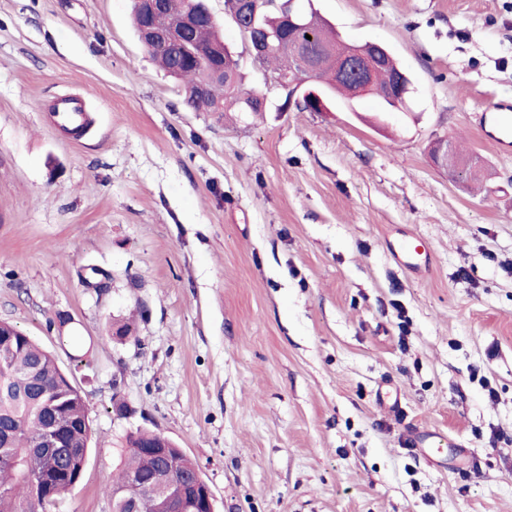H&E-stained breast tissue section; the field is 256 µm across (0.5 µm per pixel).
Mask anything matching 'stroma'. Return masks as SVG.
Returning <instances> with one entry per match:
<instances>
[{
  "mask_svg": "<svg viewBox=\"0 0 512 512\" xmlns=\"http://www.w3.org/2000/svg\"><path fill=\"white\" fill-rule=\"evenodd\" d=\"M209 4L265 111L187 107L132 0H0V321L54 355L94 429L56 512H111L139 429L197 464L217 512H512V153L472 123L512 101V0H312L409 73L386 125L371 98L279 111ZM64 94L81 135L54 121ZM440 138L480 156L479 188L437 166Z\"/></svg>",
  "mask_w": 512,
  "mask_h": 512,
  "instance_id": "obj_1",
  "label": "stroma"
}]
</instances>
